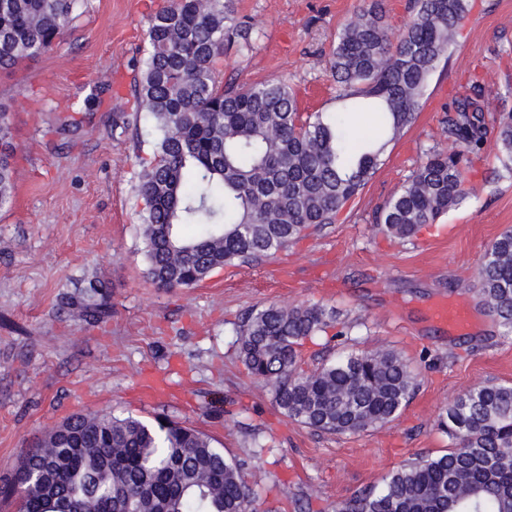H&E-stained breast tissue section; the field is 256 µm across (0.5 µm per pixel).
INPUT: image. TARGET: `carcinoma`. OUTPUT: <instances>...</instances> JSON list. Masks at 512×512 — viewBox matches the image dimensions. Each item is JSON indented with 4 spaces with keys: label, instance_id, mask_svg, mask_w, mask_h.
Wrapping results in <instances>:
<instances>
[{
    "label": "carcinoma",
    "instance_id": "cac0c4a2",
    "mask_svg": "<svg viewBox=\"0 0 512 512\" xmlns=\"http://www.w3.org/2000/svg\"><path fill=\"white\" fill-rule=\"evenodd\" d=\"M85 0H0V70H16L61 43ZM469 0H414L391 42L373 6L336 36L329 68L341 108L304 112L285 83L226 84L225 49L249 42L252 28L234 0H171L148 22L137 108L156 132L142 164L138 196L145 277L188 289L226 265L286 249L336 223L376 173L388 144L415 121L429 81L469 12ZM378 112L385 134L353 141L345 115ZM451 152L432 150L378 222L402 242L476 197L470 156L488 138L483 87L447 107ZM497 142L512 174V110ZM17 159L7 113H0V209L15 194ZM479 294L504 336L512 335V230L487 248ZM105 282L95 277L62 303L87 324L112 317ZM336 311L320 304L270 303L239 327L240 356L269 385L288 418L326 434H355L395 421L419 386L394 349L352 351L305 370L304 341L346 335ZM448 451L399 464L379 488L336 512H512V383H479L440 412ZM0 495L27 489L18 512H256L244 464L184 422H152L107 410L74 415L25 449Z\"/></svg>",
    "mask_w": 512,
    "mask_h": 512
}]
</instances>
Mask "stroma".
<instances>
[{
  "instance_id": "1",
  "label": "stroma",
  "mask_w": 512,
  "mask_h": 512,
  "mask_svg": "<svg viewBox=\"0 0 512 512\" xmlns=\"http://www.w3.org/2000/svg\"><path fill=\"white\" fill-rule=\"evenodd\" d=\"M373 0H235L252 47L224 55V79L281 81L307 112L336 109L328 66L336 35ZM166 0H87L70 35L14 75L0 73V110L21 147L15 198L0 211V485L20 452L77 413L109 409L145 420H188L241 461L258 512H333L382 485L400 463L444 453L435 420L458 394L487 380L512 383V336H501L478 296L477 268L512 229V176L496 136L472 156L476 197L423 229L387 237L377 211L428 150L452 151L444 108L471 80L486 116L512 101V0H471L447 66L431 76L414 124L336 223L252 264L214 270L198 286L165 291L145 274L136 185L154 137L135 111L149 18ZM110 285L112 317L87 324L61 306L85 277ZM441 301L465 303L469 330L431 317ZM320 303L351 328L330 345L305 343L306 367L352 349L398 350L421 385L385 428L329 435L283 415L239 357L242 316L269 303ZM169 395L143 401V378Z\"/></svg>"
}]
</instances>
